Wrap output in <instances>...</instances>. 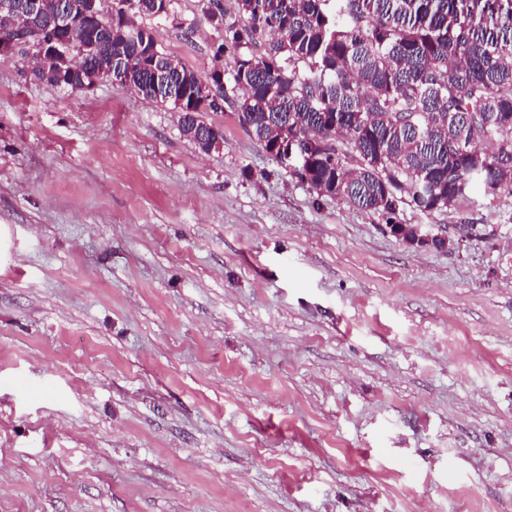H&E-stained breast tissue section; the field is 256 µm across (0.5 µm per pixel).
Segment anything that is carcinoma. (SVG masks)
Returning <instances> with one entry per match:
<instances>
[{"label":"carcinoma","mask_w":512,"mask_h":512,"mask_svg":"<svg viewBox=\"0 0 512 512\" xmlns=\"http://www.w3.org/2000/svg\"><path fill=\"white\" fill-rule=\"evenodd\" d=\"M126 25H99L76 36L54 15L29 14L33 42L72 41L73 55L99 69L124 65L133 89L171 102L183 135L233 105L249 135L320 197H338L373 213L392 201L423 213L446 209L477 189L512 196V0H239L242 23L224 26L235 57L229 86L211 71L216 91L161 51L153 31L129 12L168 16L164 0H115ZM57 66L33 80L75 88L81 72ZM172 92L158 96L155 71Z\"/></svg>","instance_id":"carcinoma-1"}]
</instances>
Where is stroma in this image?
<instances>
[{
  "mask_svg": "<svg viewBox=\"0 0 512 512\" xmlns=\"http://www.w3.org/2000/svg\"><path fill=\"white\" fill-rule=\"evenodd\" d=\"M239 16L138 22L204 76ZM24 71L0 56V512H512L511 198L400 206L451 239L412 248L234 108L206 154L171 103Z\"/></svg>",
  "mask_w": 512,
  "mask_h": 512,
  "instance_id": "1",
  "label": "stroma"
}]
</instances>
